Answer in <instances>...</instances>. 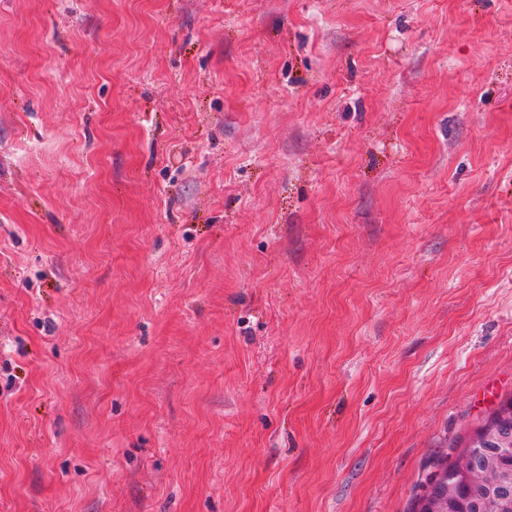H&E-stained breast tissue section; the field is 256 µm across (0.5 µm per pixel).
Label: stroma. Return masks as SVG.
<instances>
[{
	"mask_svg": "<svg viewBox=\"0 0 512 512\" xmlns=\"http://www.w3.org/2000/svg\"><path fill=\"white\" fill-rule=\"evenodd\" d=\"M512 395V0H0V512H411Z\"/></svg>",
	"mask_w": 512,
	"mask_h": 512,
	"instance_id": "1",
	"label": "stroma"
}]
</instances>
